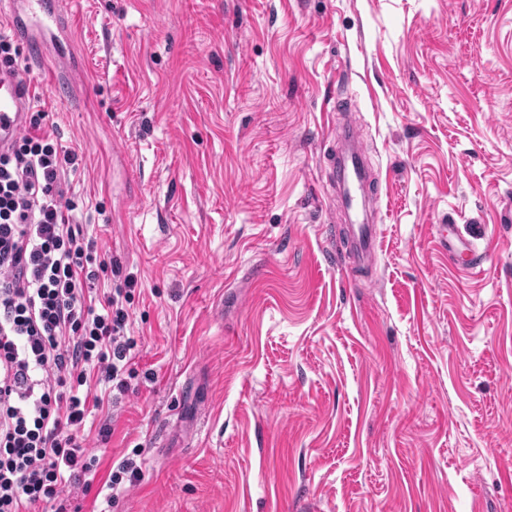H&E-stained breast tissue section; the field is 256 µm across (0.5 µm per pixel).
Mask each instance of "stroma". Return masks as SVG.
I'll return each instance as SVG.
<instances>
[{
	"instance_id": "obj_1",
	"label": "stroma",
	"mask_w": 512,
	"mask_h": 512,
	"mask_svg": "<svg viewBox=\"0 0 512 512\" xmlns=\"http://www.w3.org/2000/svg\"><path fill=\"white\" fill-rule=\"evenodd\" d=\"M71 92L24 52L136 376L66 512H512V0H70ZM378 176L349 271L335 100ZM455 224L486 250L449 265ZM107 438H100L101 428ZM141 482L99 491L128 458ZM437 238L444 251L448 252V261L467 270L481 269L483 252H479L474 243L460 236L458 225H436Z\"/></svg>"
}]
</instances>
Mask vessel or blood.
<instances>
[{
    "label": "vessel or blood",
    "mask_w": 512,
    "mask_h": 512,
    "mask_svg": "<svg viewBox=\"0 0 512 512\" xmlns=\"http://www.w3.org/2000/svg\"><path fill=\"white\" fill-rule=\"evenodd\" d=\"M10 30L15 38L25 40L36 57H45L56 44V29L67 26L66 0H7ZM29 105L26 85L17 74L0 66V149L6 147L23 127ZM336 136L348 144L345 154L332 157L337 170L332 189L338 190L347 217L356 229V249L361 257H371L379 247L376 226L370 222L366 206L376 199L378 190L365 163L366 149L351 124L336 126ZM436 234L449 262L468 270L483 265V254L474 243L460 236L457 225L440 224Z\"/></svg>",
    "instance_id": "vessel-or-blood-1"
}]
</instances>
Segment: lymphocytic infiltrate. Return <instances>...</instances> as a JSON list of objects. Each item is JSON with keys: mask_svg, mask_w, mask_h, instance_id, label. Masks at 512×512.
I'll use <instances>...</instances> for the list:
<instances>
[{"mask_svg": "<svg viewBox=\"0 0 512 512\" xmlns=\"http://www.w3.org/2000/svg\"><path fill=\"white\" fill-rule=\"evenodd\" d=\"M44 112L0 151V512H30L88 481L96 459L77 433L101 397L134 376L126 303L138 286L77 224L63 176L76 149Z\"/></svg>", "mask_w": 512, "mask_h": 512, "instance_id": "f902f5d3", "label": "lymphocytic infiltrate"}]
</instances>
